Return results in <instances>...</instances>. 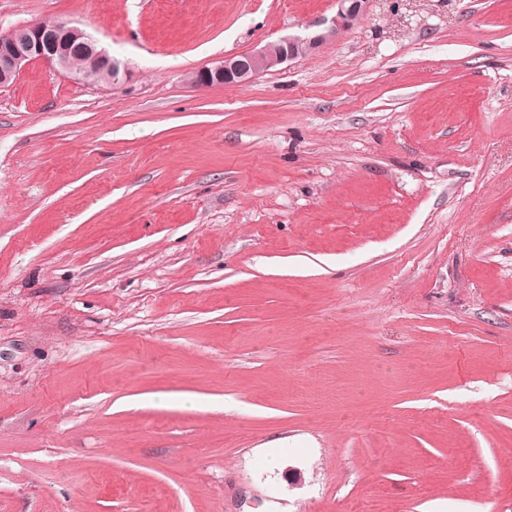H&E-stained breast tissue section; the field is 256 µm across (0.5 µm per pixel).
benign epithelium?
<instances>
[{"label":"benign epithelium","instance_id":"obj_1","mask_svg":"<svg viewBox=\"0 0 512 512\" xmlns=\"http://www.w3.org/2000/svg\"><path fill=\"white\" fill-rule=\"evenodd\" d=\"M336 16L304 37L292 36L268 43L245 53L224 56L211 67L197 71L204 82L191 81L195 86L237 85L252 81L261 73L302 56H306L328 41L335 40L367 12L369 0H336ZM68 39L86 48L89 67L73 69L66 50L54 44L39 24H30L0 32V85L13 81L32 62L43 61L63 75L87 84L114 82L120 72L117 60L98 45L97 40L69 23L62 24Z\"/></svg>","mask_w":512,"mask_h":512}]
</instances>
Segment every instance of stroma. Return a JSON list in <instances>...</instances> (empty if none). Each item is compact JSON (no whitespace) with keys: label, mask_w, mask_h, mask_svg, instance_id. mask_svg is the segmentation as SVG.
I'll return each mask as SVG.
<instances>
[{"label":"stroma","mask_w":512,"mask_h":512,"mask_svg":"<svg viewBox=\"0 0 512 512\" xmlns=\"http://www.w3.org/2000/svg\"><path fill=\"white\" fill-rule=\"evenodd\" d=\"M336 12L0 0V512H512V0ZM336 3V16L328 25H318L316 30L304 37H286L251 52L225 55L214 66L196 71L198 76L204 77V82L188 79L189 82L195 86L248 83L272 67L306 56L324 43L335 40L366 14L369 0H336ZM65 35L73 43L84 46L90 54L85 56L80 46L71 48V61L86 69L74 70L66 50L55 45L38 23L0 32V85H7L33 61H43L63 75L87 84L114 82L120 72L117 60L98 45L97 40L69 23H62Z\"/></svg>","instance_id":"stroma-1"}]
</instances>
